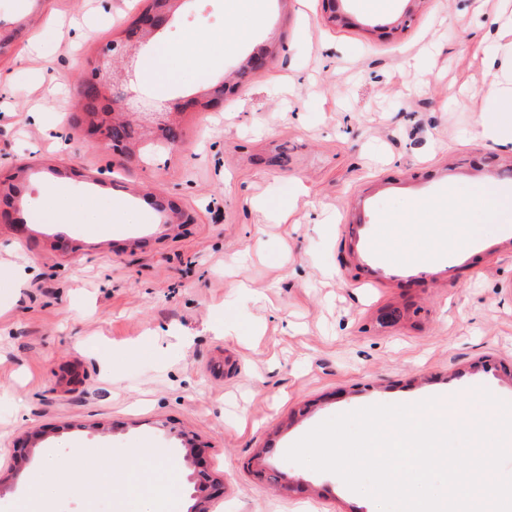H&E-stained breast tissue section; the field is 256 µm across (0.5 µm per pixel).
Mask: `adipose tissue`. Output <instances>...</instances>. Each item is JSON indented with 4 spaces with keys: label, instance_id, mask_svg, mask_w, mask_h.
Here are the masks:
<instances>
[{
    "label": "adipose tissue",
    "instance_id": "1",
    "mask_svg": "<svg viewBox=\"0 0 512 512\" xmlns=\"http://www.w3.org/2000/svg\"><path fill=\"white\" fill-rule=\"evenodd\" d=\"M489 211L504 220L512 218V198L497 194L488 183L464 195L451 193L418 202L406 215L386 219L376 244L394 262L424 267L436 254L463 255L474 241L486 239L493 225L475 223L474 218ZM150 456L147 448L130 449L124 458L106 468V473L126 494L142 498L138 474Z\"/></svg>",
    "mask_w": 512,
    "mask_h": 512
}]
</instances>
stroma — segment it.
Returning a JSON list of instances; mask_svg holds the SVG:
<instances>
[{
    "label": "stroma",
    "mask_w": 512,
    "mask_h": 512,
    "mask_svg": "<svg viewBox=\"0 0 512 512\" xmlns=\"http://www.w3.org/2000/svg\"><path fill=\"white\" fill-rule=\"evenodd\" d=\"M180 0L169 26L130 47L135 99L204 97L248 56L224 109L178 118L181 145L135 156L96 146L80 122L86 62L121 39L140 0H0L16 24L0 55V185L27 226L0 223V512H133L83 473L77 494H46V458L111 459L151 449L150 512H187L197 493L176 433L224 480L211 512H376L331 472L286 460L323 421L398 397L484 386L512 402V225L468 255L424 270L395 263L375 236L412 201L492 181L512 197V154L473 139L489 71L512 80L498 27L512 0H422L396 41L322 20V0ZM252 29L231 53L158 73L159 45ZM100 196L108 224L45 222L50 189ZM190 218L168 224L158 204ZM401 318L382 323L383 311ZM31 443L14 472L15 447Z\"/></svg>",
    "instance_id": "obj_1"
}]
</instances>
